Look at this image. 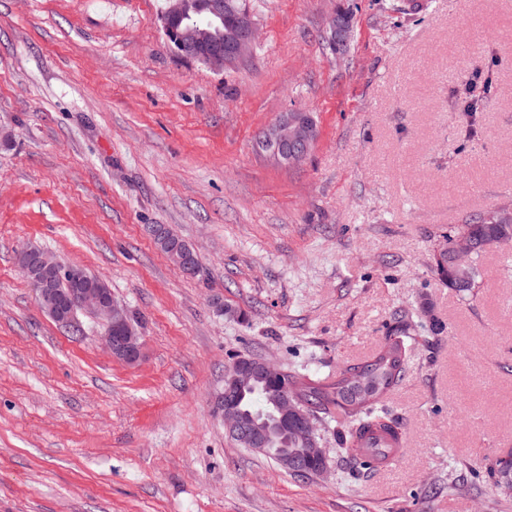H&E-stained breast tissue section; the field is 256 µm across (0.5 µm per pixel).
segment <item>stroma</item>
Here are the masks:
<instances>
[{
    "label": "stroma",
    "mask_w": 512,
    "mask_h": 512,
    "mask_svg": "<svg viewBox=\"0 0 512 512\" xmlns=\"http://www.w3.org/2000/svg\"><path fill=\"white\" fill-rule=\"evenodd\" d=\"M250 4L256 46L217 73L168 43L165 0H0V512H512L484 479L512 450V246L476 258L473 298L431 271L457 224L512 203V0ZM298 110L318 139L295 167L256 140ZM152 224L196 249V276ZM29 245L108 283L138 364L90 312L77 332L48 316ZM399 308L445 331L407 341L392 464L348 481L327 434L328 474L303 479L225 433L233 358L330 381ZM492 79L489 76L481 78L479 76L464 93V102L466 103V111L474 118L479 106L484 98L492 91Z\"/></svg>",
    "instance_id": "1"
}]
</instances>
